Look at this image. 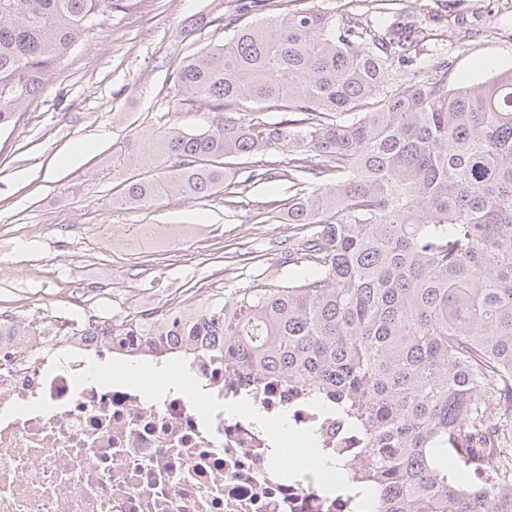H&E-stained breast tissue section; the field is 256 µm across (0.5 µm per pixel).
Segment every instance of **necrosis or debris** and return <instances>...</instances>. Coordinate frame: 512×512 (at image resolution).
I'll return each instance as SVG.
<instances>
[{
    "instance_id": "obj_1",
    "label": "necrosis or debris",
    "mask_w": 512,
    "mask_h": 512,
    "mask_svg": "<svg viewBox=\"0 0 512 512\" xmlns=\"http://www.w3.org/2000/svg\"><path fill=\"white\" fill-rule=\"evenodd\" d=\"M90 317L78 334L0 313V512H366L320 459L285 466L297 438L345 457L362 443L335 414L252 390L212 350L190 359ZM183 369L146 394L128 376ZM287 416V430L255 415Z\"/></svg>"
}]
</instances>
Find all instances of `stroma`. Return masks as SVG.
<instances>
[{
	"label": "stroma",
	"mask_w": 512,
	"mask_h": 512,
	"mask_svg": "<svg viewBox=\"0 0 512 512\" xmlns=\"http://www.w3.org/2000/svg\"><path fill=\"white\" fill-rule=\"evenodd\" d=\"M238 0H138L97 24L27 105L0 129V312L119 321L142 303L202 307L218 289L257 276L292 275L288 183L231 196L168 195L143 207L112 205L115 152L132 130L201 132L219 115L187 101L172 73L187 55L220 43L217 21ZM426 20L417 48L448 61V80L483 81L512 67V0H398ZM251 252L249 267L238 253Z\"/></svg>",
	"instance_id": "35a3bbf8"
}]
</instances>
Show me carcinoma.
<instances>
[{"label": "carcinoma", "instance_id": "cac0c4a2", "mask_svg": "<svg viewBox=\"0 0 512 512\" xmlns=\"http://www.w3.org/2000/svg\"><path fill=\"white\" fill-rule=\"evenodd\" d=\"M336 14L315 0H247L267 22L222 19L224 41L185 57L178 86L215 112L264 103L275 123L138 132L114 165V206L202 199L227 160L288 150L243 183L286 177L284 263L205 307L166 310L152 342L204 344L247 382L333 402L364 437L349 483L381 512H512V68L448 84L413 63L430 29L393 0ZM132 0H0V128L44 88L104 10Z\"/></svg>", "mask_w": 512, "mask_h": 512}]
</instances>
